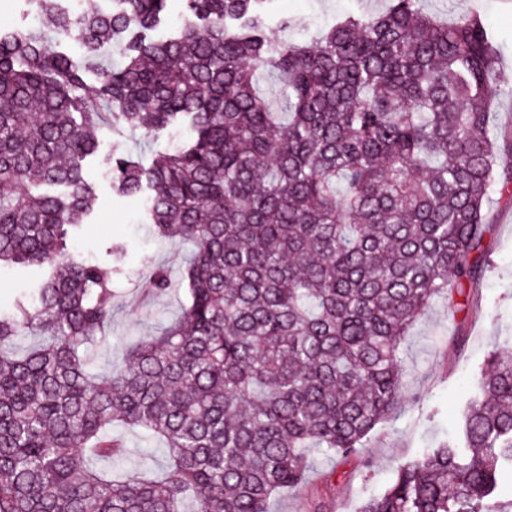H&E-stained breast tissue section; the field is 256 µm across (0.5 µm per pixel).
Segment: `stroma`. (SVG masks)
Instances as JSON below:
<instances>
[{"mask_svg": "<svg viewBox=\"0 0 512 512\" xmlns=\"http://www.w3.org/2000/svg\"><path fill=\"white\" fill-rule=\"evenodd\" d=\"M389 0H273L268 25L277 39L301 40L338 14L374 15L385 11ZM429 14L443 21L475 14L493 32L499 48L498 82L502 92L492 101L497 128H512V0H425ZM186 126L169 127L151 139L100 134L87 174L96 189L95 211L74 253L105 259L111 243L126 250V276L116 283L117 299L111 337L91 357L90 370L98 373L121 365L127 344L152 333L165 320L175 318L185 300L179 280L191 254L184 242L151 235L142 224V197L117 196L112 190L109 157L112 145L121 142L151 160L153 149L165 148L186 137ZM491 232L486 237L482 272L472 301L460 307L436 299L412 325L402 344L408 387L402 411L393 421L380 424L367 437L363 460L338 462L314 450L309 454V482L322 491L324 512H356L361 500L384 489L398 459L454 436L468 399L472 377L492 348L512 350V199L492 188L487 208ZM171 269L175 278L170 294L145 299L141 285L156 266ZM127 453L118 465L136 472L143 466L161 468L162 447L146 442L138 433L124 434Z\"/></svg>", "mask_w": 512, "mask_h": 512, "instance_id": "obj_1", "label": "stroma"}]
</instances>
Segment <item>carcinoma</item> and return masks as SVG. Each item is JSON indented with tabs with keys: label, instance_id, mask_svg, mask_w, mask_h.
Returning a JSON list of instances; mask_svg holds the SVG:
<instances>
[{
	"label": "carcinoma",
	"instance_id": "cac0c4a2",
	"mask_svg": "<svg viewBox=\"0 0 512 512\" xmlns=\"http://www.w3.org/2000/svg\"><path fill=\"white\" fill-rule=\"evenodd\" d=\"M36 2L42 28L0 27V267L32 275L0 311V512H268L308 484L310 449L346 461L400 413L410 326L480 272L489 191L512 195L495 41L479 16L440 21L423 0L303 43L270 36L269 0H184L200 24L163 39L150 32L168 0ZM108 43L121 66L99 63ZM178 122L191 137L147 166L113 147L112 183L193 245L187 302L92 378L126 252H68L95 203L82 163L109 124ZM171 285L158 267L144 292ZM25 334L41 343L10 354ZM118 427L162 445L164 476L97 466L123 455ZM506 467L512 355L495 348L460 442L399 462L358 512H512Z\"/></svg>",
	"mask_w": 512,
	"mask_h": 512
}]
</instances>
